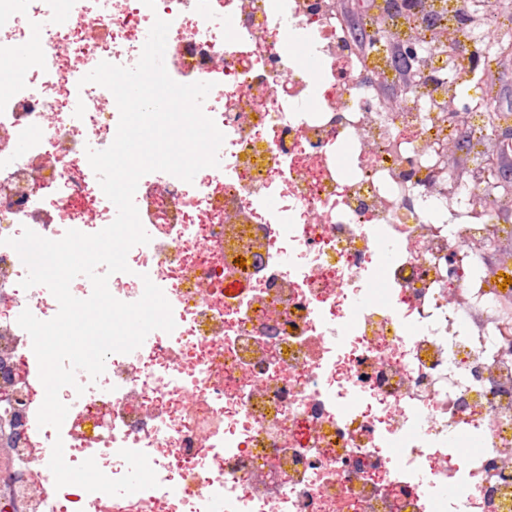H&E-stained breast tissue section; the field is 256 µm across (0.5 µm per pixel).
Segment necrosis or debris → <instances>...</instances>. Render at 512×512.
<instances>
[{
    "label": "necrosis or debris",
    "instance_id": "necrosis-or-debris-1",
    "mask_svg": "<svg viewBox=\"0 0 512 512\" xmlns=\"http://www.w3.org/2000/svg\"><path fill=\"white\" fill-rule=\"evenodd\" d=\"M470 0H373L358 54L332 0H0V54L41 37L0 94V353L22 373L26 435L4 494L21 512H512V352L499 309L512 275V197L487 199L483 161L512 151L484 109L448 119L500 24ZM93 17L96 37L79 26ZM170 21L168 73L210 82L202 109L224 164L193 183L143 176L140 219L160 233L127 255L111 293L151 279L176 327L106 360L61 400L79 427H39L44 399L23 310L53 318L5 237L94 233L116 209L87 160L107 148L113 94L82 84L85 61L132 67L155 20ZM413 46L414 87L375 106ZM287 82V93L275 90ZM466 140L458 187L448 148ZM244 266H237V259ZM274 336H267L268 327ZM76 465L127 471L147 454L159 485L127 496L56 488L55 439Z\"/></svg>",
    "mask_w": 512,
    "mask_h": 512
}]
</instances>
